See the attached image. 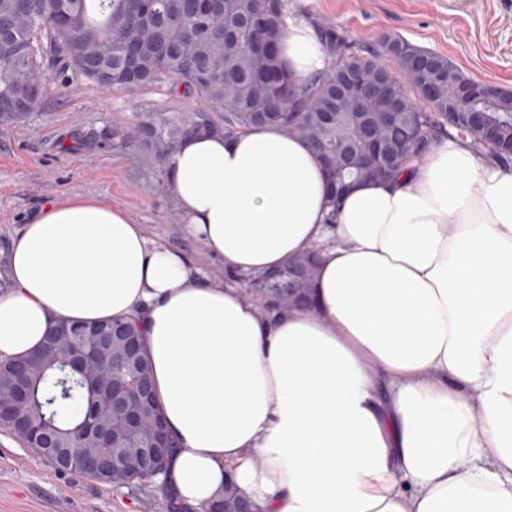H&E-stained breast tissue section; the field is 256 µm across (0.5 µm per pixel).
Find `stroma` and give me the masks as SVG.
<instances>
[{"mask_svg":"<svg viewBox=\"0 0 512 512\" xmlns=\"http://www.w3.org/2000/svg\"><path fill=\"white\" fill-rule=\"evenodd\" d=\"M288 15L335 26L363 47L385 33L400 36L444 55L474 82L512 90V0H288ZM195 113L224 120L167 78L107 89L55 77L34 112L0 122V288L22 224L72 193L125 210L149 238L189 254L223 286V263L183 230L166 159L135 134L142 121ZM160 500L153 480L108 486L56 468L0 429V512H161Z\"/></svg>","mask_w":512,"mask_h":512,"instance_id":"obj_1","label":"stroma"}]
</instances>
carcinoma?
Masks as SVG:
<instances>
[{
    "label": "carcinoma",
    "instance_id": "carcinoma-1",
    "mask_svg": "<svg viewBox=\"0 0 512 512\" xmlns=\"http://www.w3.org/2000/svg\"><path fill=\"white\" fill-rule=\"evenodd\" d=\"M12 2L0 0V101L23 94L39 76L46 81L77 76L101 87L125 89L170 78L183 94L223 112L224 124L197 113L138 126L144 144L163 155L173 153L190 135L271 125L337 161L331 171L343 183L363 178L367 163L383 166L390 175L399 173L433 139L451 131L469 138L482 159H509L502 148L512 143V93L497 90L469 102V108L485 112L498 127L499 145L490 146L479 132L465 127L464 113L448 111V101L472 80L441 55L433 60L449 77L413 78L409 54L418 47L399 36L383 35L377 46L362 50L334 28L323 27L320 33L332 67L308 80L293 79L277 49L288 0H224L222 24L208 5L201 2L190 11L187 0H27L26 22L18 25ZM383 56L392 64L383 63ZM350 70L383 85L367 112L352 101L336 105V85ZM391 97L399 99L400 110L386 120L384 107ZM302 261L312 268L310 288L318 253L307 250L290 263ZM250 285L260 304L283 307L288 266L252 277ZM104 326L134 342L135 354L129 357L118 348L95 363L58 373L49 364L60 351L79 354L84 345L77 339L52 338L24 362L21 375L17 363L0 360V396L8 399L19 387L26 391L19 410L41 429L42 447L35 448L41 457L58 468L68 461L83 475L123 486L154 477L163 468L166 449L147 463L121 458L105 469L81 463L100 452L99 437L84 429L85 418L91 415L97 427L112 429V411L98 409L102 390L127 388L140 379L153 382L134 323L106 321ZM144 429L143 422L126 425L106 439L124 448Z\"/></svg>",
    "mask_w": 512,
    "mask_h": 512
}]
</instances>
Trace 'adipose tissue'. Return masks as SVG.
Here are the masks:
<instances>
[{"label": "adipose tissue", "instance_id": "ef3b65f1", "mask_svg": "<svg viewBox=\"0 0 512 512\" xmlns=\"http://www.w3.org/2000/svg\"><path fill=\"white\" fill-rule=\"evenodd\" d=\"M280 53L297 78L330 66L306 21H283ZM167 182L231 282L75 193L10 251L0 359L63 323L136 318L176 441L154 482L177 512L229 480L257 512H512V162L441 138L334 213L307 144L257 126L182 140ZM311 247L313 305L243 299L237 276Z\"/></svg>", "mask_w": 512, "mask_h": 512}]
</instances>
